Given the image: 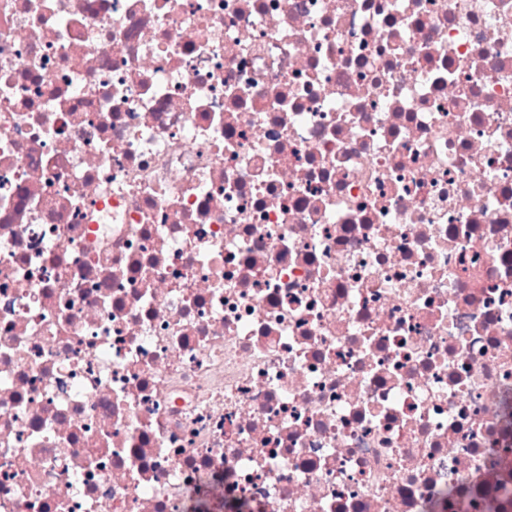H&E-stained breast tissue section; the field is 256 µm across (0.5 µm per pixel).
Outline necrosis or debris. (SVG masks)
I'll return each mask as SVG.
<instances>
[{
  "mask_svg": "<svg viewBox=\"0 0 512 512\" xmlns=\"http://www.w3.org/2000/svg\"><path fill=\"white\" fill-rule=\"evenodd\" d=\"M0 512H512V0H0Z\"/></svg>",
  "mask_w": 512,
  "mask_h": 512,
  "instance_id": "4bbe7bcc",
  "label": "necrosis or debris"
}]
</instances>
